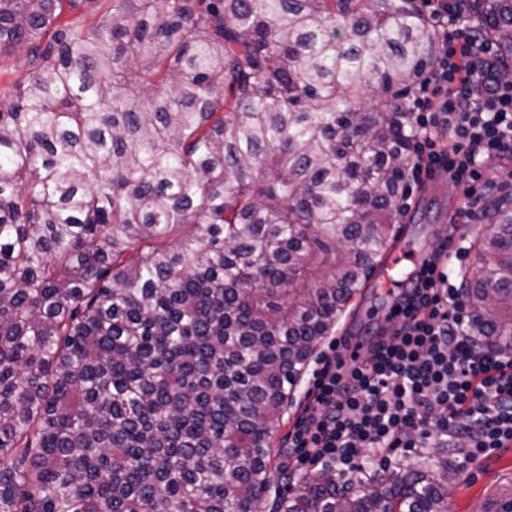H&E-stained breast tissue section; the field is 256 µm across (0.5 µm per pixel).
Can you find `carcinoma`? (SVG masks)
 I'll return each instance as SVG.
<instances>
[{
  "instance_id": "cac0c4a2",
  "label": "carcinoma",
  "mask_w": 512,
  "mask_h": 512,
  "mask_svg": "<svg viewBox=\"0 0 512 512\" xmlns=\"http://www.w3.org/2000/svg\"><path fill=\"white\" fill-rule=\"evenodd\" d=\"M0 0V512H265L272 423L392 242L431 61L412 0ZM471 10L512 71V0ZM352 39H336V20ZM470 335L512 354V211ZM453 448L280 512H448ZM28 70L27 50H15L10 54L0 55V88L3 90L13 81L21 79Z\"/></svg>"
}]
</instances>
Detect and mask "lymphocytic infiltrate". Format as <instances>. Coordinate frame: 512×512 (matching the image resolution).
Wrapping results in <instances>:
<instances>
[{
	"instance_id": "obj_1",
	"label": "lymphocytic infiltrate",
	"mask_w": 512,
	"mask_h": 512,
	"mask_svg": "<svg viewBox=\"0 0 512 512\" xmlns=\"http://www.w3.org/2000/svg\"><path fill=\"white\" fill-rule=\"evenodd\" d=\"M462 2L424 0L436 42L409 104L415 135L401 198L444 168L466 197V224L492 182L489 162L512 153V80ZM467 256L458 246L412 276L392 307L395 324L361 338V353L346 354L343 337L328 344L289 434V468L354 478L369 448H445L463 438L474 458L512 446V356L476 347L469 334L455 285Z\"/></svg>"
}]
</instances>
